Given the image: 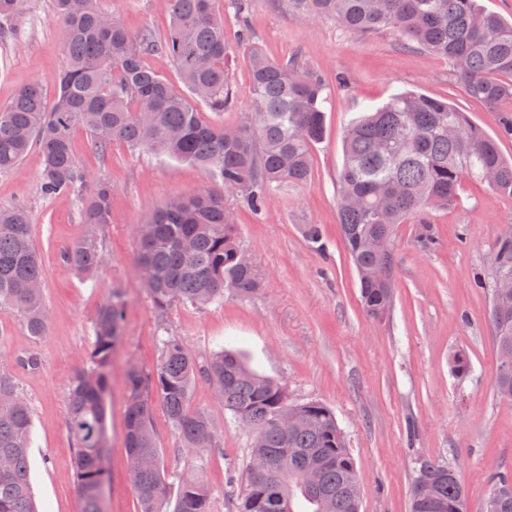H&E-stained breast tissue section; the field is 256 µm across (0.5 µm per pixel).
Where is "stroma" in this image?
Listing matches in <instances>:
<instances>
[{"label":"stroma","mask_w":512,"mask_h":512,"mask_svg":"<svg viewBox=\"0 0 512 512\" xmlns=\"http://www.w3.org/2000/svg\"><path fill=\"white\" fill-rule=\"evenodd\" d=\"M100 6L120 15L135 33L164 34L170 21L167 0H100ZM215 6L225 17L233 102L223 112H206V119L235 127L248 108V48L239 40L244 25L270 58L298 57L331 80L326 135L312 149L309 180L275 191L270 208L260 215L238 197L225 199L236 213L242 248L264 273L259 293L247 299L228 295L202 308L177 305L162 316L153 307L136 263L135 227L169 198L213 187L202 167L119 141L102 157L84 129H74L79 163L112 186L106 261L90 279L77 276L61 258L87 226L76 195L42 194L39 151L0 173V206L22 204L31 215L51 316L46 336L32 341L19 316L0 313V369L14 376L32 410L30 477L39 512L80 510L76 442L66 422L69 381L90 356L94 318L115 286L124 288L126 307L106 394L105 512H139L127 467L126 371L133 364L152 369L165 336L179 339L201 361L219 347L234 349L257 373L285 387L289 402L318 401L331 408L355 459L361 512H409L418 456L449 462L465 487L466 512H484L493 481L512 478V401L496 393L489 295L478 282L489 273L502 227L512 225V199L464 179L457 205L424 218L439 240L433 251L421 250L415 241L417 218L398 225L395 301L379 321L362 307L358 277L341 237L336 176L349 123L395 93L413 90L448 101L497 138L508 158L512 139L500 137L499 130L503 111L512 106L470 97L448 59L393 31L359 35L330 18L303 20L289 11L286 0H250L243 21L232 0H216ZM62 40L51 0H28L24 13L0 30V107L28 83H53L63 64ZM339 73L349 77L348 85L334 84ZM306 224L322 225L326 251L305 240ZM459 349L471 365L462 381L450 369ZM28 354L38 358V369L22 365ZM192 405L209 413L222 437L220 447L197 464L181 454L177 436L158 410L153 429L163 458L182 469L200 468L211 490V512H234L226 492L244 483L251 432L225 413L207 385L197 386ZM410 423L416 429L412 438L406 433Z\"/></svg>","instance_id":"stroma-1"}]
</instances>
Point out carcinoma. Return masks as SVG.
I'll list each match as a JSON object with an SVG mask.
<instances>
[{
  "label": "carcinoma",
  "instance_id": "obj_1",
  "mask_svg": "<svg viewBox=\"0 0 512 512\" xmlns=\"http://www.w3.org/2000/svg\"><path fill=\"white\" fill-rule=\"evenodd\" d=\"M26 0H0V20L21 13ZM301 19L330 17L344 29L370 34L391 29L419 47L450 60L466 92L490 105L512 100V21L484 12L476 0H287ZM62 25L63 65L53 92L40 81L22 87L0 108V173L14 169L33 148L42 157L44 196H80L89 232L65 251L78 274H94L105 262L101 232L112 218V185L89 183L72 149L76 126L89 134L104 157L115 140L206 169L223 192L210 189L178 196L136 227L137 265L155 309L206 306L256 294L262 275L238 243V225L224 195L239 196L256 214L265 212L277 188L306 182L312 148L326 131L327 80L295 58L276 61L253 46L249 51L251 99L231 136L207 121L202 108L222 112L232 102L224 41V15L215 0H169L170 23L160 38L132 34L120 19L104 27L98 0H52ZM169 58L184 89L177 90L145 64L149 56ZM512 198V161L497 141L448 103L402 92L353 121L337 176V214L344 245L360 282L361 303L373 319L385 318L394 299L395 225L429 209L458 203L464 177L484 179ZM313 248L325 247L322 227L303 225ZM419 247L438 245L432 225L421 222ZM494 273L481 282L490 298L512 304V240H496ZM44 270L32 243L29 212L22 205L0 207V312L22 318L26 335H47L48 310L42 294ZM126 298L113 288L93 324V347L69 384L67 424L77 444L76 480L81 512H104L107 470L106 392L112 354L122 337ZM498 362L496 390L512 399V307L490 308ZM451 371L460 380L470 372L467 354L456 351ZM224 403V412L253 431L245 488L236 512H297L303 498L309 512H359L361 487L351 450L334 412L310 401L292 404L283 387L219 350L201 363L177 339L160 340L153 371H127L126 446L129 475L139 512H210L211 492L199 477L165 466L153 431L160 407L181 447L189 454L220 447L208 413L191 400L199 382ZM293 419L287 435L278 416ZM33 444L28 400L14 377L0 371V512H36L30 482ZM271 470L257 478L254 463ZM310 470L319 483L306 481ZM411 512H458L465 488L444 461L414 462ZM178 485L174 508L171 488ZM486 512H512V479L492 486Z\"/></svg>",
  "mask_w": 512,
  "mask_h": 512
}]
</instances>
